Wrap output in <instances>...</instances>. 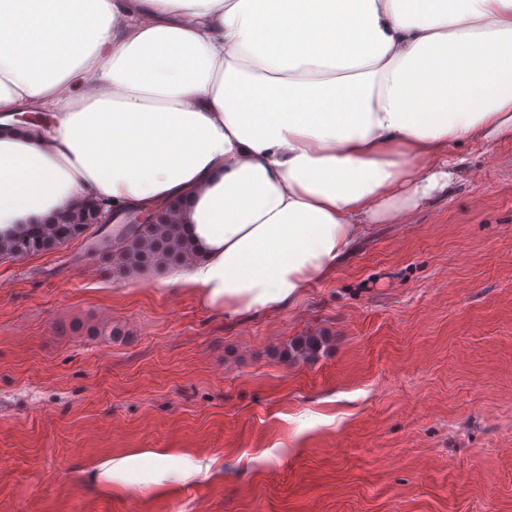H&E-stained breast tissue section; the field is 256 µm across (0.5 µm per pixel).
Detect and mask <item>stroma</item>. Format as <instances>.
<instances>
[{
    "label": "stroma",
    "instance_id": "stroma-1",
    "mask_svg": "<svg viewBox=\"0 0 512 512\" xmlns=\"http://www.w3.org/2000/svg\"><path fill=\"white\" fill-rule=\"evenodd\" d=\"M449 152L448 194L271 314L113 271L109 224L0 258V512H512V139ZM321 343V337L302 336L289 345L288 355L294 359L309 360L315 357ZM168 458L164 452L155 450L139 451L127 455L119 460L112 458L103 461L95 469L86 474L85 480L92 487L103 491L112 490V481L115 477L129 468L139 465H156Z\"/></svg>",
    "mask_w": 512,
    "mask_h": 512
}]
</instances>
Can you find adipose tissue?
<instances>
[{"label": "adipose tissue", "mask_w": 512, "mask_h": 512, "mask_svg": "<svg viewBox=\"0 0 512 512\" xmlns=\"http://www.w3.org/2000/svg\"><path fill=\"white\" fill-rule=\"evenodd\" d=\"M510 137L512 0H0V232L182 200L175 282L231 315L407 223L452 185L450 145Z\"/></svg>", "instance_id": "1"}]
</instances>
